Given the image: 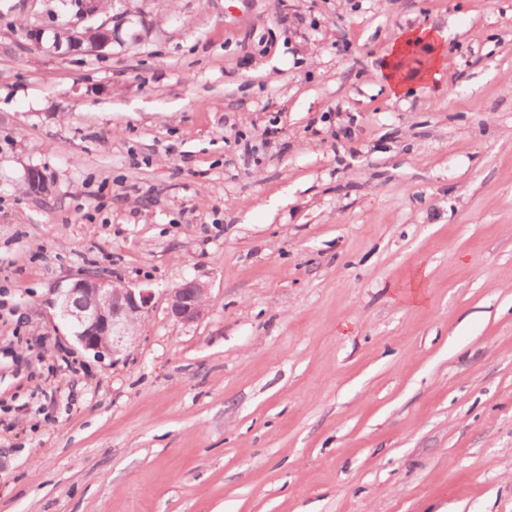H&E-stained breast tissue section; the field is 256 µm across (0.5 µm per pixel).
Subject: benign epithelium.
<instances>
[{
	"label": "benign epithelium",
	"mask_w": 512,
	"mask_h": 512,
	"mask_svg": "<svg viewBox=\"0 0 512 512\" xmlns=\"http://www.w3.org/2000/svg\"><path fill=\"white\" fill-rule=\"evenodd\" d=\"M151 297L150 291L133 288L120 279L87 276L63 294L60 311L75 328L84 350L98 358L116 357L135 345ZM207 302V286L187 280L171 291L169 312L176 321L190 324L204 315Z\"/></svg>",
	"instance_id": "obj_1"
}]
</instances>
